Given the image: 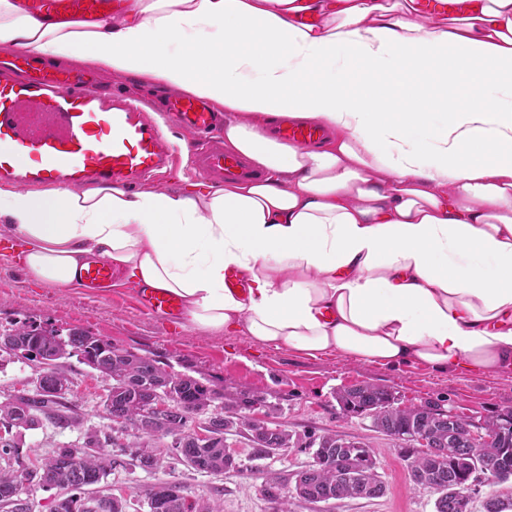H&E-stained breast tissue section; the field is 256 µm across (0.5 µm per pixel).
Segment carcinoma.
<instances>
[{
    "label": "carcinoma",
    "instance_id": "1",
    "mask_svg": "<svg viewBox=\"0 0 512 512\" xmlns=\"http://www.w3.org/2000/svg\"><path fill=\"white\" fill-rule=\"evenodd\" d=\"M48 351L55 360L78 357L82 363L112 381L102 398L104 407L112 417L121 419L137 429L135 441L129 446L136 466L149 473H163L151 488L148 499L157 503L156 512H220L218 508L187 502L184 487L168 478L177 465L192 468L201 473L222 474L238 466L237 460L225 451L224 435L241 426L240 413L258 402H269L277 397L273 391L226 393L224 389L202 377L190 374L176 375L168 364L128 349H120L112 342L91 332L74 328L67 335L57 330L33 323H22L0 332V352L9 357L32 360ZM69 378L64 365L54 373L36 379L33 388L0 400V429L6 438L0 437V460L9 469H0V499L21 497L27 509L33 512L31 496L33 485L65 490L83 498L95 497L98 486L107 471L118 463L107 450L110 435L97 432L88 434L81 448L70 449L73 463L57 460L52 454L28 472L27 484L18 481L17 469L21 456L19 436L21 431L35 429L46 423L59 429L74 428L81 424L76 405L69 400ZM148 385L171 399L160 414L146 417L140 413L137 400L138 387ZM343 414L363 416L372 420L377 432L395 439L403 435L423 434L432 447L427 450L404 446L402 458L412 481L417 485L428 484L437 490L435 512H457L453 503L454 485L459 483L458 472L468 469L469 445L466 443L468 428L474 422L455 416L426 402L419 406L400 408L394 406V396L385 386L368 381L340 389L335 394ZM222 400L224 411L211 410L212 403ZM205 417L210 437L204 444L197 442L187 424L197 417ZM491 440L483 444L484 462L506 470L512 476V411L503 413L493 421L481 425ZM159 436L172 437L167 450L161 452L154 445ZM247 438L253 444L258 458L270 457L293 445V436L283 426L273 430L258 426L247 429ZM320 447L314 454L321 462L310 464L303 471L296 497L305 501L338 497H363L361 484L366 482L377 487L371 494L383 495L385 486L377 468L366 474L354 476L351 458L365 445L348 441L336 434L318 437ZM264 496L274 504L275 512H288L289 500L279 497L278 480L272 476L266 480ZM97 510L85 512H126V503L112 496L98 498Z\"/></svg>",
    "mask_w": 512,
    "mask_h": 512
}]
</instances>
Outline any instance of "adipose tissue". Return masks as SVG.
<instances>
[{
  "label": "adipose tissue",
  "instance_id": "1",
  "mask_svg": "<svg viewBox=\"0 0 512 512\" xmlns=\"http://www.w3.org/2000/svg\"><path fill=\"white\" fill-rule=\"evenodd\" d=\"M460 2L126 0L87 23L0 0V49L222 106L225 144L264 173L190 194L0 187V236L37 282L79 286L101 258L173 293L189 327L512 370V0ZM262 116L331 136L301 148Z\"/></svg>",
  "mask_w": 512,
  "mask_h": 512
}]
</instances>
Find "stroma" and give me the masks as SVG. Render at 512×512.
I'll list each match as a JSON object with an SVG mask.
<instances>
[{"mask_svg":"<svg viewBox=\"0 0 512 512\" xmlns=\"http://www.w3.org/2000/svg\"><path fill=\"white\" fill-rule=\"evenodd\" d=\"M15 253V248L0 246V331L19 321L63 333L82 328L118 347L170 364L176 371L206 377L230 392L278 391L267 417L284 425L301 442L335 433L374 448L386 486L382 497L329 503L294 498L291 512H435L436 493L411 482L394 443L376 432L370 419L341 414L337 390L370 381L387 386L398 406L432 401L478 424L512 408L511 371L445 372L414 364L390 367L363 364L337 353L309 357L263 344L241 332L211 333L150 314L137 299L135 281L122 274L97 290L34 282L14 262ZM66 371L81 424L65 430L46 425L25 431L22 453L27 460H39L59 448L82 447L87 431L112 430L111 420L101 412L108 380L76 357L67 359ZM225 444L234 449L238 469L209 475L180 465L174 472L192 500L219 503L222 512H273L262 494L265 472H278L290 481L311 459L310 451L300 446L268 459H252V444L241 434L227 436ZM156 481L155 475L129 465L113 470L103 487L126 501L127 512H148L147 493Z\"/></svg>","mask_w":512,"mask_h":512,"instance_id":"stroma-1","label":"stroma"}]
</instances>
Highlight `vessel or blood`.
I'll list each match as a JSON object with an SVG mask.
<instances>
[{
    "label": "vessel or blood",
    "instance_id": "vessel-or-blood-1",
    "mask_svg": "<svg viewBox=\"0 0 512 512\" xmlns=\"http://www.w3.org/2000/svg\"><path fill=\"white\" fill-rule=\"evenodd\" d=\"M123 0H23L26 10L70 21H93L120 13ZM167 120L147 113L144 101L102 93L84 70L45 66L36 55L0 58V182L71 189L114 184L124 189L154 182L187 164L206 180H256L261 173L224 146L217 112L192 96L168 97ZM184 136L173 146L163 127ZM277 137L300 147L321 139L314 126L274 124ZM85 288L104 287L111 266L94 260L81 270ZM145 308L178 319L183 305L169 291L139 287Z\"/></svg>",
    "mask_w": 512,
    "mask_h": 512
}]
</instances>
